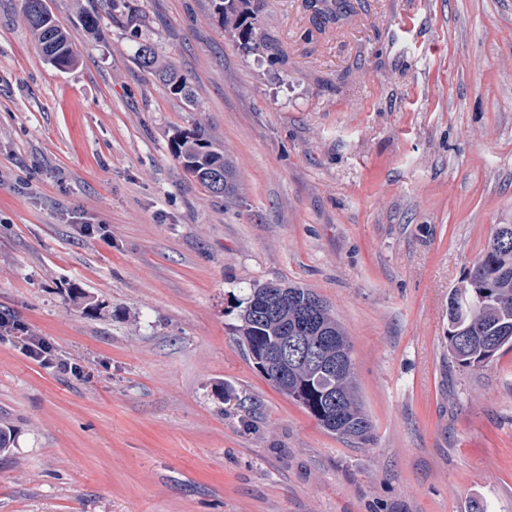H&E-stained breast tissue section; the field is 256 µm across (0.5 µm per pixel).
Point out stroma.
I'll use <instances>...</instances> for the list:
<instances>
[{
	"instance_id": "stroma-1",
	"label": "stroma",
	"mask_w": 512,
	"mask_h": 512,
	"mask_svg": "<svg viewBox=\"0 0 512 512\" xmlns=\"http://www.w3.org/2000/svg\"><path fill=\"white\" fill-rule=\"evenodd\" d=\"M311 2L261 0L247 53L210 0H45L61 70L0 0V317L82 369L0 343V512H512V351L462 369L446 339L512 224V0H346L329 24ZM198 127L235 203L172 153ZM288 282L345 328L369 443L242 347L250 288ZM135 63L144 70L154 71L166 84L171 93L180 96L186 102H193V90L186 75L180 74L174 67H161L155 49L149 45H142L134 56Z\"/></svg>"
}]
</instances>
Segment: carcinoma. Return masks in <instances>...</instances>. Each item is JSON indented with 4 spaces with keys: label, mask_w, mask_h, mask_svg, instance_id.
<instances>
[{
    "label": "carcinoma",
    "mask_w": 512,
    "mask_h": 512,
    "mask_svg": "<svg viewBox=\"0 0 512 512\" xmlns=\"http://www.w3.org/2000/svg\"><path fill=\"white\" fill-rule=\"evenodd\" d=\"M259 8L260 0H212L214 16L247 52L257 45ZM23 13L50 64L67 69L75 63V41L54 22L44 0H23ZM134 60L142 69L155 72L171 93L189 103L194 101L188 78L172 66H159L153 47H139ZM172 150L184 170L210 193L226 201L236 199L232 161L214 146L204 130L197 127L179 135L173 140ZM265 287L281 288L288 294V304L268 318L261 313L266 305ZM304 314L314 317L315 322L298 334L300 344L310 350L320 348L322 336L329 332L335 336L329 350H341L352 358L345 328L327 302L313 290L291 283H267L250 289L239 315L242 346L259 352L274 351ZM447 340L448 355L465 369L481 367L512 349V224L499 225L483 255L449 293ZM260 372L330 433L361 444L372 438L373 424L357 393L353 363L341 372L330 373L318 365L299 362L288 368L286 380L265 368Z\"/></svg>",
    "instance_id": "obj_1"
}]
</instances>
